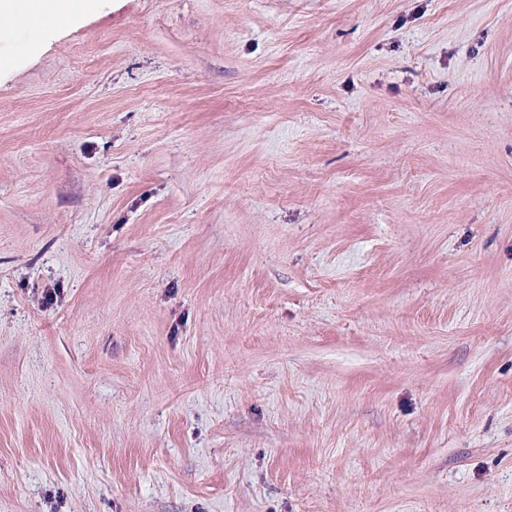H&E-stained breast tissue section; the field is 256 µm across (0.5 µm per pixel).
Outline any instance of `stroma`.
Returning <instances> with one entry per match:
<instances>
[{
	"instance_id": "obj_1",
	"label": "stroma",
	"mask_w": 512,
	"mask_h": 512,
	"mask_svg": "<svg viewBox=\"0 0 512 512\" xmlns=\"http://www.w3.org/2000/svg\"><path fill=\"white\" fill-rule=\"evenodd\" d=\"M0 512H512V0L1 21Z\"/></svg>"
}]
</instances>
